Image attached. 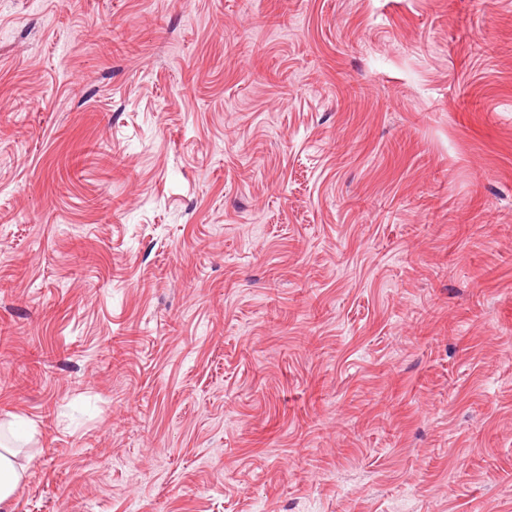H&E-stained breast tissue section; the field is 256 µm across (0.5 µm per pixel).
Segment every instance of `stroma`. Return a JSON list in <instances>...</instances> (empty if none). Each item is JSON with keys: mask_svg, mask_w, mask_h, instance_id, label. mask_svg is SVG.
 Returning <instances> with one entry per match:
<instances>
[{"mask_svg": "<svg viewBox=\"0 0 512 512\" xmlns=\"http://www.w3.org/2000/svg\"><path fill=\"white\" fill-rule=\"evenodd\" d=\"M9 512H512V0H0Z\"/></svg>", "mask_w": 512, "mask_h": 512, "instance_id": "35a3bbf8", "label": "stroma"}]
</instances>
